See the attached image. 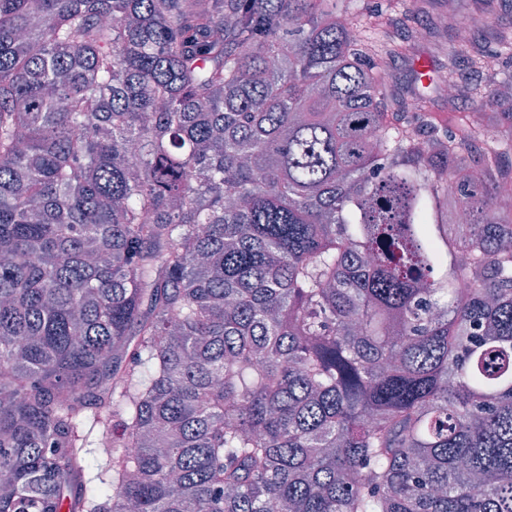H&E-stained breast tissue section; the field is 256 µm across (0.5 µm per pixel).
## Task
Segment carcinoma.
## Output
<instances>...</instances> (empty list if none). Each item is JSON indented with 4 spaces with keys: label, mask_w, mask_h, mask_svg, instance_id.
Segmentation results:
<instances>
[{
    "label": "carcinoma",
    "mask_w": 512,
    "mask_h": 512,
    "mask_svg": "<svg viewBox=\"0 0 512 512\" xmlns=\"http://www.w3.org/2000/svg\"><path fill=\"white\" fill-rule=\"evenodd\" d=\"M356 14L0 0V512H512V164Z\"/></svg>",
    "instance_id": "1"
}]
</instances>
